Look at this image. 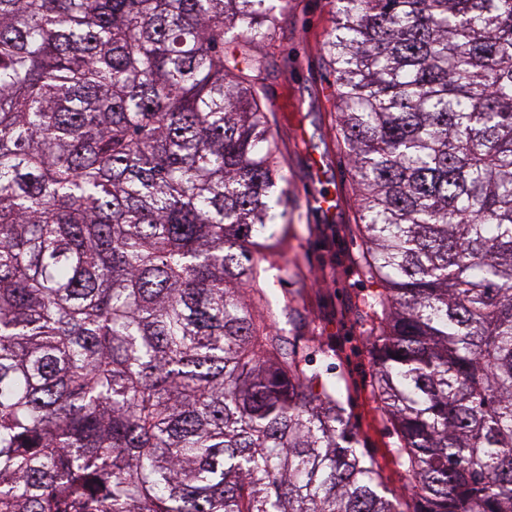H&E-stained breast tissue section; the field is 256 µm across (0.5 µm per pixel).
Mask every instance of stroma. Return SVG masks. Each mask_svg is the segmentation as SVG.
Returning a JSON list of instances; mask_svg holds the SVG:
<instances>
[{
	"mask_svg": "<svg viewBox=\"0 0 512 512\" xmlns=\"http://www.w3.org/2000/svg\"><path fill=\"white\" fill-rule=\"evenodd\" d=\"M333 11L331 0H289L274 46L263 51L259 94L273 113L288 176L285 213L265 240L281 269L273 305L292 300V316L280 318L279 329L314 366L342 376L361 452L411 512L409 479L393 454L397 432L376 399L363 304L375 285L359 266L365 244L350 166L336 141L339 100L324 53Z\"/></svg>",
	"mask_w": 512,
	"mask_h": 512,
	"instance_id": "stroma-1",
	"label": "stroma"
}]
</instances>
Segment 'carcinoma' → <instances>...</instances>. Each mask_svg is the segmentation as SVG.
Listing matches in <instances>:
<instances>
[{"mask_svg": "<svg viewBox=\"0 0 512 512\" xmlns=\"http://www.w3.org/2000/svg\"><path fill=\"white\" fill-rule=\"evenodd\" d=\"M412 512H512V0H332ZM288 0H0V512H402L257 323Z\"/></svg>", "mask_w": 512, "mask_h": 512, "instance_id": "cac0c4a2", "label": "carcinoma"}]
</instances>
